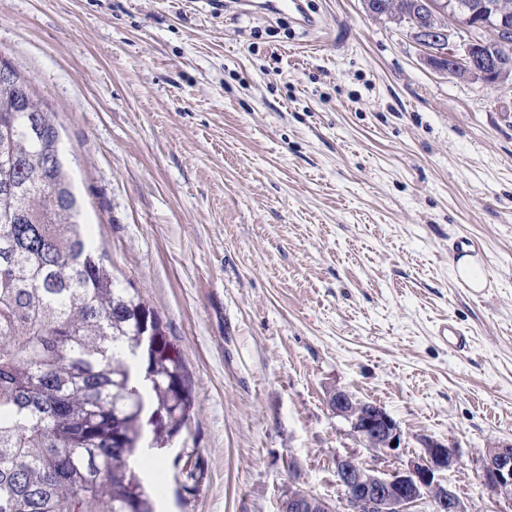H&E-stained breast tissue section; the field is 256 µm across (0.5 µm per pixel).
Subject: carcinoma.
<instances>
[{"label":"carcinoma","mask_w":512,"mask_h":512,"mask_svg":"<svg viewBox=\"0 0 512 512\" xmlns=\"http://www.w3.org/2000/svg\"><path fill=\"white\" fill-rule=\"evenodd\" d=\"M0 79V512H155L136 470L190 420L180 350L79 222L54 113Z\"/></svg>","instance_id":"obj_1"}]
</instances>
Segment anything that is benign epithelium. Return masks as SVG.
Instances as JSON below:
<instances>
[{
    "label": "benign epithelium",
    "mask_w": 512,
    "mask_h": 512,
    "mask_svg": "<svg viewBox=\"0 0 512 512\" xmlns=\"http://www.w3.org/2000/svg\"><path fill=\"white\" fill-rule=\"evenodd\" d=\"M363 5L376 19L406 25L434 69H452L463 79L490 86L512 81L508 5L475 8L462 0H416V14L407 18L381 12L376 0H363ZM328 403L368 449L386 457L399 455L402 431L382 406L373 402L358 406L351 394L340 389L329 394ZM454 459L453 448L433 439L424 440L423 456L392 471L366 466L350 453H338L333 472L342 497L333 504L298 486L281 500L280 512H410L419 504L428 505L430 512H465L456 493L439 478ZM480 468L486 485L501 493L512 492V444L489 446Z\"/></svg>",
    "instance_id": "benign-epithelium-1"
}]
</instances>
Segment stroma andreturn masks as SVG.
<instances>
[{
  "label": "stroma",
  "mask_w": 512,
  "mask_h": 512,
  "mask_svg": "<svg viewBox=\"0 0 512 512\" xmlns=\"http://www.w3.org/2000/svg\"><path fill=\"white\" fill-rule=\"evenodd\" d=\"M304 4L321 31L240 0H0V60L192 381L188 429L143 461L158 512H279L295 478L335 500L333 456L379 462L337 388L399 423L385 466L441 441L466 512H512L480 471L512 443V87L433 70L362 0ZM474 247L477 290L453 267Z\"/></svg>",
  "instance_id": "1"
}]
</instances>
